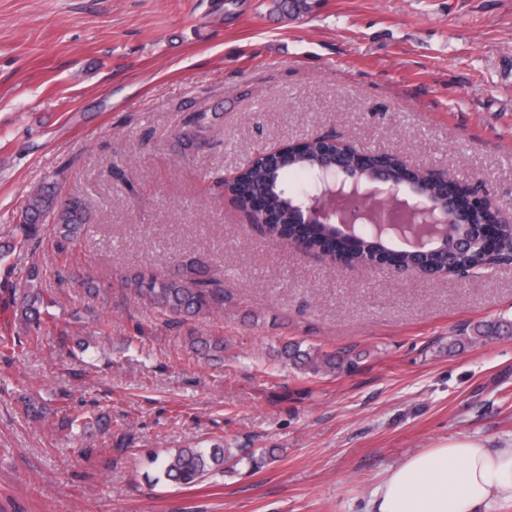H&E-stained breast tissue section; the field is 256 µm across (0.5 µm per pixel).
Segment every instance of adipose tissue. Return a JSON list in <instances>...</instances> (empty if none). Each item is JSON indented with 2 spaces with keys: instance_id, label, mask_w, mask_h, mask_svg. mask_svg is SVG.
<instances>
[{
  "instance_id": "ef3b65f1",
  "label": "adipose tissue",
  "mask_w": 512,
  "mask_h": 512,
  "mask_svg": "<svg viewBox=\"0 0 512 512\" xmlns=\"http://www.w3.org/2000/svg\"><path fill=\"white\" fill-rule=\"evenodd\" d=\"M366 512H512V447L465 438L414 453L386 471Z\"/></svg>"
}]
</instances>
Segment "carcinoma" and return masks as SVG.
I'll use <instances>...</instances> for the list:
<instances>
[{
    "mask_svg": "<svg viewBox=\"0 0 512 512\" xmlns=\"http://www.w3.org/2000/svg\"><path fill=\"white\" fill-rule=\"evenodd\" d=\"M206 112H196L188 122L189 129L181 130L177 138L184 146L194 143L191 129H200L208 123ZM333 153L324 143V138L305 142L299 151L288 157V165L281 166L262 153L249 165L241 169L233 180L218 177L214 186L230 194L238 207L246 212L252 197L264 196L272 212L288 210L297 201L287 181L288 170L293 169L313 176L330 166ZM409 170L398 164L390 167L389 182L406 187L415 197L434 199L438 187L422 171L411 180H406ZM52 219L53 230L60 247H65L81 236L90 221L88 200L74 194L62 196L56 182L48 181L35 187L28 196L25 209L18 223L11 225L5 238L0 239V262L9 258L17 249L35 243L42 232L46 219ZM495 213L484 208L473 213L468 224H452L448 228V239L424 253L411 249H399L387 240L374 237V230L366 227L350 238L336 233L331 224H259L257 228L270 239L283 241L304 240L307 252L326 256L347 266H357L376 259L389 267L412 268L419 264L429 274H437L453 265L466 271L486 267L480 244L472 238L479 225L491 222ZM43 270L34 264L27 272L23 292V304L15 312L19 324L28 327L40 325L41 308L44 305L42 292ZM125 285L145 304L170 317L175 324L190 318L224 313V285L212 276L207 266L196 257H185L176 264L173 272L159 276L148 271H136L126 277ZM512 327V322L499 321L479 324L465 336H455L448 342V349H456L486 343L498 338ZM30 336L19 335L6 339L0 336V354L10 357L16 350L24 349ZM187 349L206 359L218 360L224 355V340L213 336H197L189 333L184 338ZM280 360L303 374H327L347 372L357 366V361L344 353L328 352L319 348H304L297 342L283 344L277 351ZM22 412L41 420H51L53 425L71 434H85L93 429H102L106 424L103 414L89 410H72L63 407L52 414L40 402L28 398L22 400ZM232 458L230 450L221 443L209 448L198 446L178 448L163 458H155L160 475L167 481L190 487L202 481L213 471L224 468Z\"/></svg>",
    "mask_w": 512,
    "mask_h": 512,
    "instance_id": "carcinoma-1",
    "label": "carcinoma"
}]
</instances>
